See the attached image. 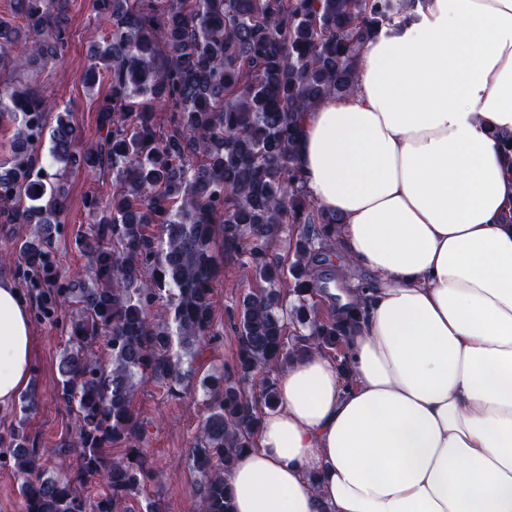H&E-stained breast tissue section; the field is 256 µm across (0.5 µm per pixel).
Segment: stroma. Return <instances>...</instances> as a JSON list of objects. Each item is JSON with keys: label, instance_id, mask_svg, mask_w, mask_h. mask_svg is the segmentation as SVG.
Wrapping results in <instances>:
<instances>
[{"label": "stroma", "instance_id": "obj_1", "mask_svg": "<svg viewBox=\"0 0 512 512\" xmlns=\"http://www.w3.org/2000/svg\"><path fill=\"white\" fill-rule=\"evenodd\" d=\"M69 17V40L63 65L51 69L25 67L21 76L23 84L42 88L66 107L82 141L90 143L98 137V101L108 93L109 84L103 81L88 90L80 76L92 62L94 47L109 38L111 27L97 20L90 0H69ZM65 186L67 209L52 231L51 247L56 281L67 285L76 279L86 262L76 238L90 221L88 202L111 196L112 179L75 171L69 174ZM25 231L22 224H0V250L13 254L10 261L0 263V276L12 280L30 309L33 357L29 384L39 389L40 398L29 414L27 430L39 447L55 448L75 428L73 414L53 394L60 354L67 340L62 324L69 311L60 307L47 314L41 309L40 291L30 282L28 270L17 255ZM323 251L330 279L321 292L322 297H329L334 290L346 291L367 280V273L347 264L335 245H326ZM243 261V256L235 252L224 257L214 283V323L219 337L209 342L203 355L195 360L199 374L221 370L229 375L234 370L239 347L235 330L238 306L246 293L259 286ZM134 409L145 429L143 452L157 474L147 489L148 496L157 502L159 512H195L201 480L191 467L189 452L205 417L202 389L174 397L165 384L148 382L137 390Z\"/></svg>", "mask_w": 512, "mask_h": 512}]
</instances>
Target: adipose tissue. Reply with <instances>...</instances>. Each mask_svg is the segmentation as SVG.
<instances>
[{
	"label": "adipose tissue",
	"mask_w": 512,
	"mask_h": 512,
	"mask_svg": "<svg viewBox=\"0 0 512 512\" xmlns=\"http://www.w3.org/2000/svg\"><path fill=\"white\" fill-rule=\"evenodd\" d=\"M512 0H403L354 89L304 113L297 158L370 278L348 368L317 351L276 379L227 481L235 512H512ZM32 336L0 279V406Z\"/></svg>",
	"instance_id": "obj_1"
}]
</instances>
